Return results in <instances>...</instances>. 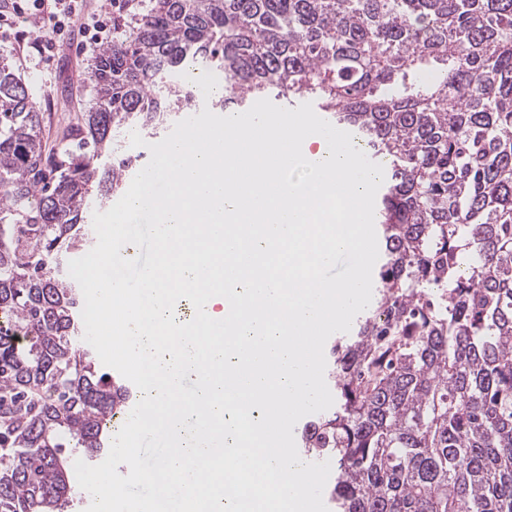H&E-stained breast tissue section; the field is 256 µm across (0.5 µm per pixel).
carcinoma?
I'll list each match as a JSON object with an SVG mask.
<instances>
[{
  "mask_svg": "<svg viewBox=\"0 0 512 512\" xmlns=\"http://www.w3.org/2000/svg\"><path fill=\"white\" fill-rule=\"evenodd\" d=\"M199 63L224 75L212 108L302 95L386 165L377 297L302 435L336 461L337 512H512V0H124L85 122L49 152L1 61L0 512H70L62 448L97 461L132 397L78 344L60 261L135 168L114 133L197 109L164 78Z\"/></svg>",
  "mask_w": 512,
  "mask_h": 512,
  "instance_id": "cac0c4a2",
  "label": "carcinoma"
}]
</instances>
